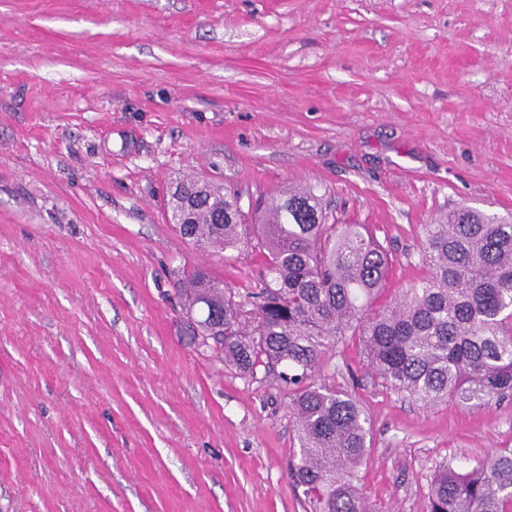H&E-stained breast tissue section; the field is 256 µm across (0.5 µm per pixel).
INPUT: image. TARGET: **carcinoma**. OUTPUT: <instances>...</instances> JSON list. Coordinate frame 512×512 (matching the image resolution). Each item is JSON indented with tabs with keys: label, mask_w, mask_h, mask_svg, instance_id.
I'll return each mask as SVG.
<instances>
[{
	"label": "carcinoma",
	"mask_w": 512,
	"mask_h": 512,
	"mask_svg": "<svg viewBox=\"0 0 512 512\" xmlns=\"http://www.w3.org/2000/svg\"><path fill=\"white\" fill-rule=\"evenodd\" d=\"M238 195L209 183L181 236L224 257L251 245L263 258L256 288L234 299L207 271L178 280L201 345L214 344L245 379L288 392L300 445L291 464L313 512H369L357 486L370 422L350 394L317 380L321 361L359 338L385 385L425 405L481 407L512 397V221L458 207L424 225L428 275L394 305L368 313L389 269L362 224H331L311 188H290L262 223L247 224ZM426 512H512V448L471 466L443 462Z\"/></svg>",
	"instance_id": "1"
}]
</instances>
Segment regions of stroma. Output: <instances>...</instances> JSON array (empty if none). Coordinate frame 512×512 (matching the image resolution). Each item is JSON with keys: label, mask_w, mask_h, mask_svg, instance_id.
<instances>
[{"label": "stroma", "mask_w": 512, "mask_h": 512, "mask_svg": "<svg viewBox=\"0 0 512 512\" xmlns=\"http://www.w3.org/2000/svg\"><path fill=\"white\" fill-rule=\"evenodd\" d=\"M314 187L388 250L375 308L427 275L423 227L512 215V0H0V512H310L289 398L194 342L176 281L251 291L167 191ZM319 381L371 427V512L512 448V399L426 407L357 340Z\"/></svg>", "instance_id": "35a3bbf8"}]
</instances>
